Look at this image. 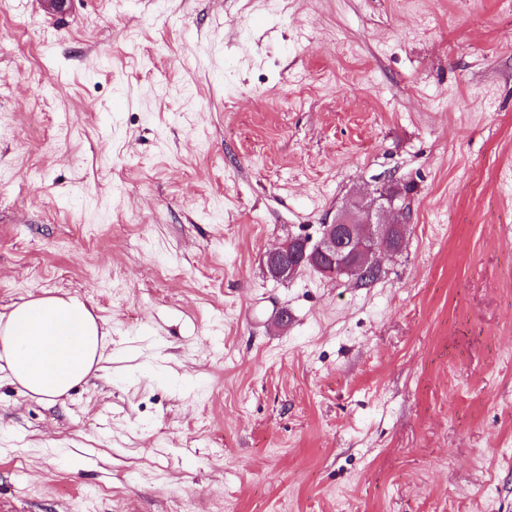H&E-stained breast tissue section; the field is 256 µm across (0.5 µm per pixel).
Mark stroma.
I'll return each instance as SVG.
<instances>
[{
    "label": "stroma",
    "instance_id": "35a3bbf8",
    "mask_svg": "<svg viewBox=\"0 0 512 512\" xmlns=\"http://www.w3.org/2000/svg\"><path fill=\"white\" fill-rule=\"evenodd\" d=\"M386 174L372 287L269 277ZM45 295L108 358L0 379V512H512V0H0V307ZM305 241L306 239L299 238L297 242V237L289 235L288 238L268 253L269 258H274L275 262L279 261V264L285 267L283 276L288 275V277H292L299 270L303 261L306 260V252H304L302 257L295 252V249L305 245ZM294 243H296L295 249L293 247Z\"/></svg>",
    "mask_w": 512,
    "mask_h": 512
}]
</instances>
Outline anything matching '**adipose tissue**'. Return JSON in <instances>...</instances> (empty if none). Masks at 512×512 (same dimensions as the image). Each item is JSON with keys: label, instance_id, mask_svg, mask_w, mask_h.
I'll return each mask as SVG.
<instances>
[{"label": "adipose tissue", "instance_id": "obj_1", "mask_svg": "<svg viewBox=\"0 0 512 512\" xmlns=\"http://www.w3.org/2000/svg\"><path fill=\"white\" fill-rule=\"evenodd\" d=\"M108 336L83 301L36 297L0 312V365L11 383L54 400L98 370Z\"/></svg>", "mask_w": 512, "mask_h": 512}]
</instances>
